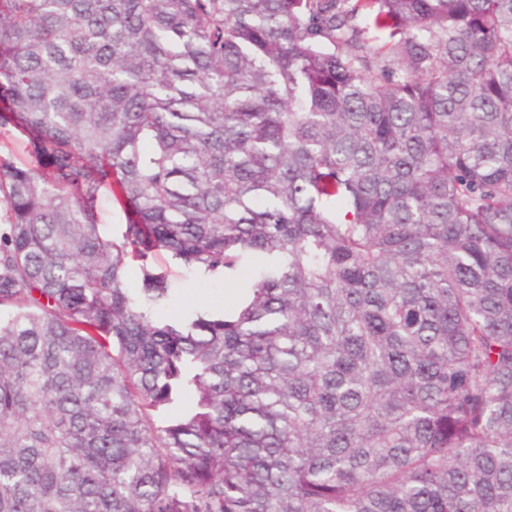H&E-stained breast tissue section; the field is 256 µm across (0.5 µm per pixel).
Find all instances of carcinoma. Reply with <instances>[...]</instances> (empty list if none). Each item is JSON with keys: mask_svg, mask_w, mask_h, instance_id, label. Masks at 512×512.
Instances as JSON below:
<instances>
[{"mask_svg": "<svg viewBox=\"0 0 512 512\" xmlns=\"http://www.w3.org/2000/svg\"><path fill=\"white\" fill-rule=\"evenodd\" d=\"M15 133L0 512H512V0H0ZM172 281L177 288L176 299L165 314L176 317L183 310L198 305H206L216 309L224 308V300L229 302V295L237 293L243 282L226 283L222 280H211L196 274H187L180 267L170 261Z\"/></svg>", "mask_w": 512, "mask_h": 512, "instance_id": "carcinoma-1", "label": "carcinoma"}]
</instances>
